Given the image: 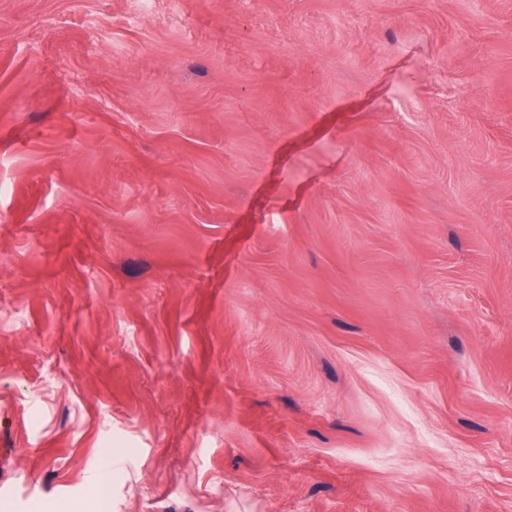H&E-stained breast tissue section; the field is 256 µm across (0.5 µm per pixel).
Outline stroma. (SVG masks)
I'll return each mask as SVG.
<instances>
[{
  "instance_id": "1",
  "label": "stroma",
  "mask_w": 512,
  "mask_h": 512,
  "mask_svg": "<svg viewBox=\"0 0 512 512\" xmlns=\"http://www.w3.org/2000/svg\"><path fill=\"white\" fill-rule=\"evenodd\" d=\"M512 512V0H0V512Z\"/></svg>"
}]
</instances>
